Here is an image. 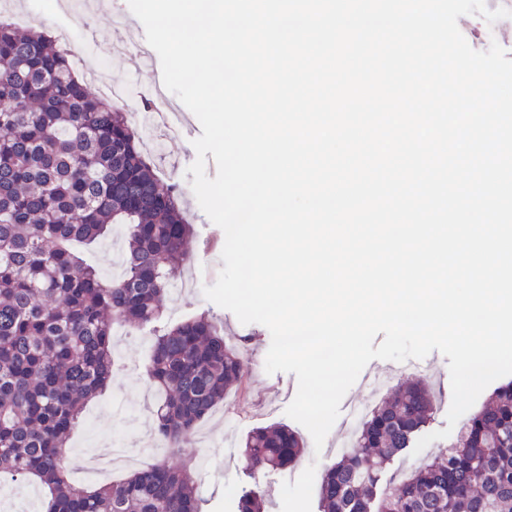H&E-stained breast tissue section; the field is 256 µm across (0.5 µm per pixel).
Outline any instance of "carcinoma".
I'll return each mask as SVG.
<instances>
[{
  "instance_id": "cac0c4a2",
  "label": "carcinoma",
  "mask_w": 512,
  "mask_h": 512,
  "mask_svg": "<svg viewBox=\"0 0 512 512\" xmlns=\"http://www.w3.org/2000/svg\"><path fill=\"white\" fill-rule=\"evenodd\" d=\"M176 187L161 185L126 112L92 95L69 53L0 21V478L42 488L46 512H201L188 466L166 462L119 482L69 480L68 441L84 404L112 378V324L157 323L188 257L192 229ZM125 225V274L104 278L74 249ZM150 381L163 393L154 432L178 446L241 385L244 365L208 315L155 335ZM435 397L406 383L364 418L355 451L321 477V512H512V382L499 386L451 448L383 494L384 466L426 427ZM301 436L260 427L245 469L283 470ZM259 485L238 512H264Z\"/></svg>"
}]
</instances>
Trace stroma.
I'll return each instance as SVG.
<instances>
[{"label": "stroma", "mask_w": 512, "mask_h": 512, "mask_svg": "<svg viewBox=\"0 0 512 512\" xmlns=\"http://www.w3.org/2000/svg\"><path fill=\"white\" fill-rule=\"evenodd\" d=\"M10 2L12 10L28 15V28L52 31L63 25L78 35L88 66L102 69L113 82L128 86L129 110H146V101L137 95L140 59L132 49L133 44L145 36L141 22H134L129 27H110L104 25L94 12L78 4L67 12L58 7L57 0ZM89 27L99 30L97 39L85 38L84 32ZM201 133V127L197 126L192 132L167 136L162 143L152 144L149 150L161 179L176 184L179 189L187 219L194 228L192 252L186 266L195 271L197 286L179 295H166L163 321L171 325L202 313L216 317L223 323L226 339L235 345L248 371L242 388L231 391L206 423L209 442L203 444L192 438L181 448L166 451L165 456L174 465L185 459L195 462L203 499L202 512H236L233 498L224 494V484L228 481L239 488L260 483L267 497L265 512H281L283 480H296L311 465L315 466L317 473H324L339 459L338 454L331 451V444L347 434L348 429L343 421H336L326 438L327 448L318 451L313 445H306L302 457L288 471L269 470L253 477L243 467L241 452L244 440L252 430L271 424L296 428V421L288 417L285 410L296 394L298 383L295 374L278 372L270 375L262 370L261 365L271 344V335L266 327L256 323L241 324L231 311L217 306L203 295L204 287L215 283L224 266L221 253L225 236L200 208L191 188L194 176L188 168L196 159L192 141ZM124 249L123 229L114 226L105 237L86 248L85 258L110 278L122 259ZM153 338L154 328L150 325L133 327L131 335L115 337L116 370L112 383L85 407L81 422L71 436L72 452L88 455L97 448L114 444L134 456L138 468L152 465L153 459L147 448L156 442L152 417L161 399L160 392L146 377ZM427 360L433 366L429 373L408 371L403 363L384 360L371 361L369 368L392 376L398 384L422 381L430 385L433 393H447L450 388L448 358L435 351L428 355Z\"/></svg>", "instance_id": "1"}]
</instances>
